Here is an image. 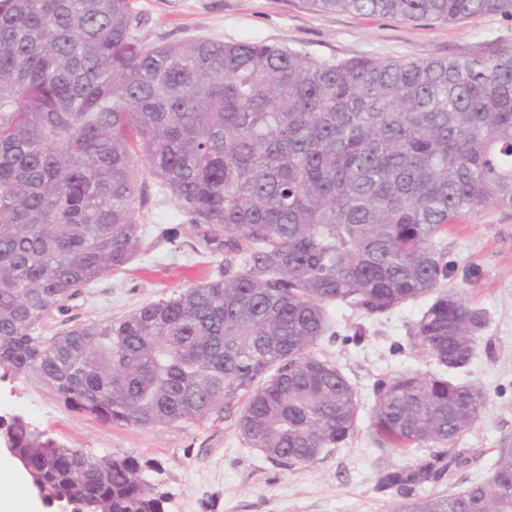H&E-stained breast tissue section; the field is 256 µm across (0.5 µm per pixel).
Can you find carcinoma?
Wrapping results in <instances>:
<instances>
[{
    "label": "carcinoma",
    "instance_id": "cac0c4a2",
    "mask_svg": "<svg viewBox=\"0 0 512 512\" xmlns=\"http://www.w3.org/2000/svg\"><path fill=\"white\" fill-rule=\"evenodd\" d=\"M401 22L512 19V0H304ZM133 0H0V370L118 427L236 415L284 468L354 435L350 381L313 349L330 309L364 317L421 298L413 344L439 367L383 375L370 429L402 465L376 490L396 512H512V437L491 475L418 492L474 458L487 409L456 373L487 313L445 287L450 225L512 208V42L448 58L317 61L266 42L149 43ZM174 197L224 274L116 322L45 334L82 290L125 268L148 232V181ZM4 439L44 501L165 512L128 456L94 458L20 417Z\"/></svg>",
    "mask_w": 512,
    "mask_h": 512
}]
</instances>
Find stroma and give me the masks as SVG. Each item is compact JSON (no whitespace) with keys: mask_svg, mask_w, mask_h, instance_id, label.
I'll return each mask as SVG.
<instances>
[{"mask_svg":"<svg viewBox=\"0 0 512 512\" xmlns=\"http://www.w3.org/2000/svg\"><path fill=\"white\" fill-rule=\"evenodd\" d=\"M135 7L142 18L140 34L152 43L195 38L278 43L327 62L364 56L441 59L492 39L512 42V19L498 15L412 24L315 12L302 0H135ZM194 244L186 233L175 246L146 236L126 270L83 289L67 313L47 320L46 333L120 320L163 294L222 273L223 255L194 251ZM445 245L448 286L464 289L469 303L489 316L464 374L484 389L489 405L459 441L474 449V460L437 485L443 495L487 479L500 438L512 436V209L487 205L471 212L449 232ZM423 308V302H410L366 321L347 306H333L334 331L315 351L350 380L360 408L355 435L312 465L284 469L266 460L243 441L231 418L154 428L103 425L70 411L25 375L0 373V418L23 417L31 428L96 457H132L165 492V512H392L399 498L375 491L376 474L403 459L371 438L370 392L386 374L435 371L434 361L411 342V327ZM361 323L368 328L365 339L349 342Z\"/></svg>","mask_w":512,"mask_h":512,"instance_id":"obj_1","label":"stroma"}]
</instances>
